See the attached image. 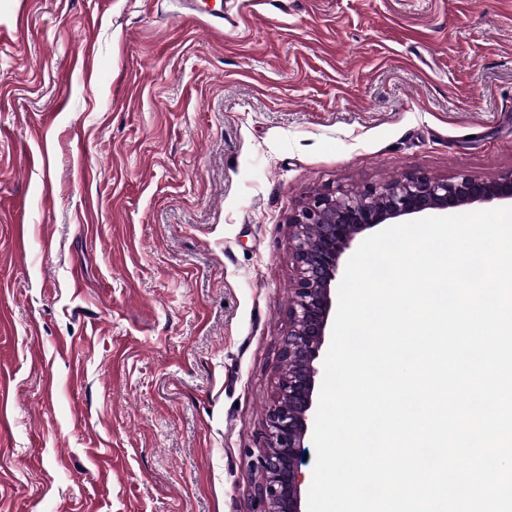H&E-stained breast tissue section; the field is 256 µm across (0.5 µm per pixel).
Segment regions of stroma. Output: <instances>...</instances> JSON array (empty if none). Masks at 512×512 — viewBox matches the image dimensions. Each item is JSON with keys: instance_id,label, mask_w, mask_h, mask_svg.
<instances>
[{"instance_id": "1", "label": "stroma", "mask_w": 512, "mask_h": 512, "mask_svg": "<svg viewBox=\"0 0 512 512\" xmlns=\"http://www.w3.org/2000/svg\"><path fill=\"white\" fill-rule=\"evenodd\" d=\"M0 0V512H252L305 196L512 174V0Z\"/></svg>"}]
</instances>
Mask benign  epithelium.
I'll return each instance as SVG.
<instances>
[{
    "label": "benign epithelium",
    "mask_w": 512,
    "mask_h": 512,
    "mask_svg": "<svg viewBox=\"0 0 512 512\" xmlns=\"http://www.w3.org/2000/svg\"><path fill=\"white\" fill-rule=\"evenodd\" d=\"M494 200L512 201L511 176L434 178L409 173L395 183L318 192L288 217L297 277L280 348L286 371L265 419L253 512H305L307 492L299 453L315 417L319 375L315 362L330 333L345 253L364 232L383 224L429 210H455Z\"/></svg>",
    "instance_id": "7a95c632"
}]
</instances>
